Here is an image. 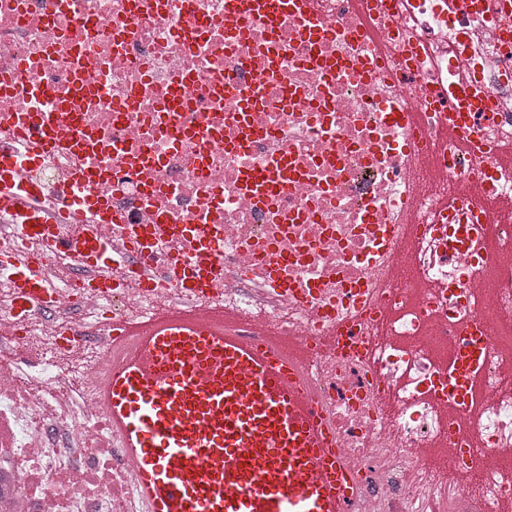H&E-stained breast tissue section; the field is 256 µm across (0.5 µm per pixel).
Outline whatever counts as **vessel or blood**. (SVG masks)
Returning a JSON list of instances; mask_svg holds the SVG:
<instances>
[{
  "label": "vessel or blood",
  "instance_id": "1",
  "mask_svg": "<svg viewBox=\"0 0 512 512\" xmlns=\"http://www.w3.org/2000/svg\"><path fill=\"white\" fill-rule=\"evenodd\" d=\"M250 2L260 18L275 23L289 0H229L231 7ZM444 9L477 20L485 0H441ZM432 98L447 110L439 139L459 159L477 156L478 119L492 107L482 82L449 98ZM64 112L38 120L25 154L40 159L53 143L44 139L65 121ZM13 150L0 152V215L28 212L31 223L19 226L15 246L0 250V268L11 270L16 292L14 313L23 316L30 300L52 303L57 294L44 288L40 268L20 246L41 223L38 186L19 183ZM460 198L471 223L460 225L454 247L467 252L473 220L512 224V195H489L480 181L460 184ZM512 268V251L487 262V275L468 286L477 313L463 325L461 341L439 346L455 353L458 367L446 386L434 389L438 409L454 424L470 429L468 445L486 472L512 465V452L485 449L475 432L484 397L475 375L484 349L512 353V330L490 313L497 275ZM112 363L101 385L103 406L126 454L137 465L138 497L145 512H354L359 476L344 463L336 440V422L326 397L312 384L308 365L313 350L350 355L360 344L343 330L321 336L254 338L236 317L221 310L200 316L177 310L143 326L114 325ZM428 455L456 470V448L447 437L435 438Z\"/></svg>",
  "mask_w": 512,
  "mask_h": 512
}]
</instances>
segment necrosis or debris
<instances>
[{
	"label": "necrosis or debris",
	"instance_id": "necrosis-or-debris-1",
	"mask_svg": "<svg viewBox=\"0 0 512 512\" xmlns=\"http://www.w3.org/2000/svg\"><path fill=\"white\" fill-rule=\"evenodd\" d=\"M411 16L380 17L427 46L420 68L390 43L397 76H368L354 0H313L324 30L309 35L299 17L274 27L224 20L226 0H0V144H18L16 120L55 111L77 78L99 93L79 101L72 126L91 146L59 149L27 167L44 214L83 204L80 218L51 225L70 249L40 241L57 304H32L24 322L0 271V512H142L137 470L120 448L96 386L112 360L109 323L144 321L175 308L236 309L284 336L314 337L347 324L360 353L317 352L313 380L335 403L346 463L364 494L358 512H496L512 498V467L489 474L461 458L455 485L416 451L449 425L428 396L450 366L425 349L399 344L429 318L443 341L460 336L473 308L465 287L485 260L451 248L463 221L458 184L486 180L512 193V167L450 161L447 175L418 171L414 154L434 123L394 124V104L418 108L430 89L456 91L484 80L492 97L512 99V43H499L504 18L479 22L438 15L436 0H414ZM406 208L416 231L411 279L383 271L394 233L380 213ZM214 224L220 273L208 298L179 288L197 257L183 225ZM112 246L105 296L89 284L82 258ZM395 318L361 308L363 289ZM421 306L403 305L407 291ZM489 353L478 378L488 402L477 432L487 447L512 451V377Z\"/></svg>",
	"mask_w": 512,
	"mask_h": 512
}]
</instances>
